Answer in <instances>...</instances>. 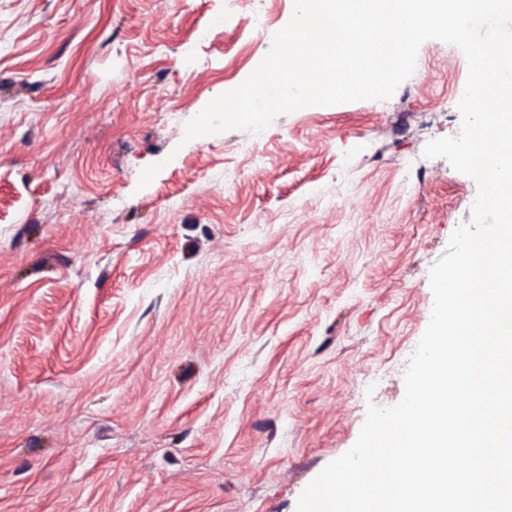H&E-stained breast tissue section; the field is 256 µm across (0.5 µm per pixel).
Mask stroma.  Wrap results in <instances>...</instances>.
I'll return each mask as SVG.
<instances>
[{"label": "stroma", "mask_w": 512, "mask_h": 512, "mask_svg": "<svg viewBox=\"0 0 512 512\" xmlns=\"http://www.w3.org/2000/svg\"><path fill=\"white\" fill-rule=\"evenodd\" d=\"M293 9L0 0V512H296L402 401L478 192L423 155L467 59L185 140Z\"/></svg>", "instance_id": "stroma-1"}]
</instances>
